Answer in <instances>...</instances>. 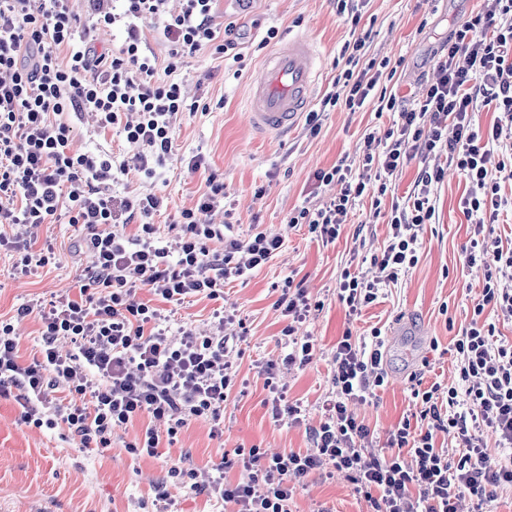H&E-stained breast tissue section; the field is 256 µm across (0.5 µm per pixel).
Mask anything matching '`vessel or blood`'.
I'll use <instances>...</instances> for the list:
<instances>
[{
    "mask_svg": "<svg viewBox=\"0 0 512 512\" xmlns=\"http://www.w3.org/2000/svg\"><path fill=\"white\" fill-rule=\"evenodd\" d=\"M318 51L308 38L283 41L253 81L246 107L253 129L279 136L294 125L309 105L316 85Z\"/></svg>",
    "mask_w": 512,
    "mask_h": 512,
    "instance_id": "1",
    "label": "vessel or blood"
}]
</instances>
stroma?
<instances>
[{
    "mask_svg": "<svg viewBox=\"0 0 512 512\" xmlns=\"http://www.w3.org/2000/svg\"><path fill=\"white\" fill-rule=\"evenodd\" d=\"M481 7L482 0H365L360 26L370 33L367 56L397 70L393 79H381L380 87L411 102L421 99L434 80L436 54L444 50L452 30ZM217 18L238 22L244 32L238 75L225 73L218 54L205 51L185 58L177 76L184 80L188 98L203 103V110L183 115L178 122L174 158L163 180L150 184L132 173L115 184L113 192L119 199L149 192L164 196L167 208L153 222L160 236L171 241L176 237L170 229L175 215L195 207L214 176L223 181L226 193L225 208L213 214L214 222L231 224L243 238L257 224L284 241L282 252L262 269L226 285L223 302L192 298L168 323L173 337L182 326L204 335L216 331L224 310L243 324L245 333L232 359L234 383L224 404V432L214 435L208 421L194 420L170 446L161 447L158 456L134 459L124 444L141 434L148 417L115 431L111 447L87 448L79 438H61L59 430L21 422L16 389L0 388V512H157L162 493L174 499L177 512H211L207 497L181 488L171 478V468L196 470L203 480L224 454L237 448H310L309 430L318 425L322 405L333 392L330 370L336 342L347 330L364 337L378 327L384 334L385 383L373 403L352 407L371 431V447L386 450L390 433L403 417L417 412L414 387L458 382L452 347L471 319V301L483 278L480 268H466L461 262L468 239L458 209L463 178L449 169L435 185L437 219L420 233L417 265L361 317L347 320L336 299V283L344 269L368 271L365 257L380 251L387 238V213L373 214L370 199L357 202L344 219L340 237L327 245L288 218L298 208L329 202L338 188L318 183L315 172L342 160L359 166L366 133L391 126L395 115L378 112L373 103L355 110L322 108L324 94L344 67L340 51L351 38V26L337 15L333 0H253L244 12L236 0H218ZM272 26L279 40L304 36L318 48L321 74L311 107L325 114L317 134L300 124L279 139L258 134L247 121L250 85L273 51L261 43ZM71 122L79 150L132 155V148L118 137L98 136L87 115L72 117ZM198 154L205 158L204 168L189 171V159ZM20 235L32 250L53 246L55 261L13 276L20 254L12 242ZM80 235L78 227L64 223L26 232L0 225L6 240L0 246V320L13 322L22 361L38 353L40 323L33 314L18 317L17 309L32 300L49 302L75 283L91 262L77 247ZM291 274L324 303L300 327L320 348L314 362L301 369L280 362L285 320L276 301ZM270 362L289 401L301 404L300 421L272 418L262 375ZM292 510L371 512L372 507L328 467L311 473L298 488Z\"/></svg>",
    "mask_w": 512,
    "mask_h": 512,
    "instance_id": "1",
    "label": "stroma"
}]
</instances>
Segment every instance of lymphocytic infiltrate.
Instances as JSON below:
<instances>
[{"instance_id":"1","label":"lymphocytic infiltrate","mask_w":512,"mask_h":512,"mask_svg":"<svg viewBox=\"0 0 512 512\" xmlns=\"http://www.w3.org/2000/svg\"><path fill=\"white\" fill-rule=\"evenodd\" d=\"M69 2L0 0V224L80 225V245L94 263L78 277L75 294L45 307L18 308V315L35 313L41 321L40 350L31 362H21L12 324L0 321V386L18 389L25 423L66 429L98 448L110 447L116 429L150 416L152 426L125 450L135 458L153 457L162 436H175L188 421L223 423L234 380L228 338L187 328L169 337L160 304L223 299L227 283L266 265L283 242L258 230L241 240L230 225L211 223L210 213L224 205V185L213 181L195 208L180 212L177 249L169 251L151 222L164 207L163 197L116 199L112 187L128 175L126 163L73 147L71 115L91 113L99 132H116L137 149L142 179L159 180L172 160L178 117L199 109L175 77L183 58L212 50L240 61L239 24L217 23L216 0H182L175 15L167 0H90L96 29L125 33L112 53L78 37ZM336 12L358 34L345 45L347 67L322 103L351 109L363 106L380 77L353 71L370 38L358 29L356 0H336ZM150 24L161 27L166 59L148 43L144 30ZM437 71L422 102L387 98L386 109L401 119L397 128L364 139L363 166L375 168L378 183L373 207L389 194L405 159L418 157L423 165L404 202L391 205L387 242L371 258L377 276L343 271L336 297L348 319H356L384 287L417 265L418 232L436 218L433 187L444 177L435 160L445 157L465 181L459 209L469 237L462 263L484 269L471 320L454 342L458 385L445 389L436 382L413 390L419 425L402 419L389 439L390 456L380 455L366 447L369 429L348 404L375 397L385 382L382 330L372 328L366 340L344 332L332 357L336 396L324 403L310 448L272 455L256 447L235 449L203 485L195 471L171 468L172 477L189 482L210 502L234 505L236 512H291L296 481L325 465L343 473L374 512H457L463 495L483 505L512 489V343L500 339L497 328L498 321L512 322V292L499 286L512 278V247L503 248L491 230L503 212L512 211V198L500 193L501 180H512V143L500 141L503 123L512 124V0H483L481 10L449 36ZM481 102L500 112V122L476 124ZM449 126L454 135L447 138ZM315 178L340 182V194L326 206L297 209L289 221L307 225L328 243L340 236L343 216L367 187L339 164ZM121 213L136 223L135 234L99 232V225L114 223ZM141 289L149 290L152 301L136 300ZM276 305L288 320L284 363H312L319 348L298 328L322 302L289 277ZM488 309L494 321L484 320ZM56 389L62 397L48 398ZM87 396L94 402L90 411L78 404ZM158 421L166 422V432L155 429ZM447 428L458 438L452 456L435 443L436 431ZM487 430L497 438L498 455L485 448ZM233 468L240 469V478L225 481Z\"/></svg>"}]
</instances>
